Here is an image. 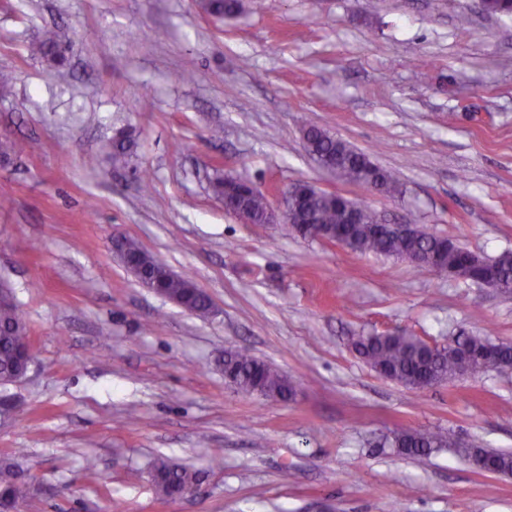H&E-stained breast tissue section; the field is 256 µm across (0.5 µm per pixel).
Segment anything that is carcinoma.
<instances>
[{
	"label": "carcinoma",
	"mask_w": 512,
	"mask_h": 512,
	"mask_svg": "<svg viewBox=\"0 0 512 512\" xmlns=\"http://www.w3.org/2000/svg\"><path fill=\"white\" fill-rule=\"evenodd\" d=\"M484 12L491 15L512 16V0H482ZM201 9L217 20L231 18L244 9L243 0H200ZM68 45L62 44L58 35L48 31L33 45V54L48 63V75L59 71L67 62ZM122 138L112 142L110 162L123 166L133 152L135 140L128 127L118 129ZM305 146L309 153L318 156L329 167L336 169L338 178L348 184L360 183L371 177L379 180L382 189L396 192L400 187L399 174L371 163H364L366 154L342 139L310 126L306 128ZM247 211L253 223H262L266 199L259 194L245 198ZM349 199L331 196L325 192H311L305 199L292 198L289 206L295 223L291 232L303 239H318V233L344 226V213ZM375 212L367 211L361 223L349 226V247L360 254H374L404 259L425 253H439L448 269L463 271L464 279L491 282L501 288L512 289V254L505 253L494 259H486L470 266L471 252L455 240L417 229L411 236H403L388 227L377 228ZM119 249L126 265L136 272L143 284L152 283L162 273L159 263L137 241L125 238ZM160 288L164 295L176 298L183 307L206 318L213 312L210 298L196 284L184 277H163ZM490 340L483 336L462 335L457 346L444 347L431 354L425 350L424 341L406 334L389 336L367 334L353 342L355 352L380 376L410 388H421V383L439 381L465 373L478 376L490 370L512 368V344L502 345L491 358L465 359L461 349L474 352L485 349ZM33 344L28 336L27 325L17 305L7 297H0V390L13 384V379L27 360H34ZM224 373L240 391L250 394L259 391L265 395L288 398L295 386L287 375L271 365L253 357L247 351H234L224 358ZM390 447L410 456L428 455L434 449L448 446L455 448L458 442L440 432L431 430H402L394 434ZM485 453L496 470L512 473V454L476 449ZM153 483L157 494L171 497L178 489L191 485L196 472L186 466L166 459L155 461L152 466ZM20 501L29 503L31 512H38L29 483L21 480L11 456H0V512H10Z\"/></svg>",
	"instance_id": "1"
}]
</instances>
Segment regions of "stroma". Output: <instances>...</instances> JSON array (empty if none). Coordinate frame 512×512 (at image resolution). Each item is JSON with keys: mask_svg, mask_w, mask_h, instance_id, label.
<instances>
[{"mask_svg": "<svg viewBox=\"0 0 512 512\" xmlns=\"http://www.w3.org/2000/svg\"><path fill=\"white\" fill-rule=\"evenodd\" d=\"M47 28L71 46L55 78L30 53ZM0 70V139L18 148L0 162V279L35 351L0 455L19 449L42 512H512V476L388 444L430 428L512 452V370L415 389L352 349L374 333L512 342V294L246 223L210 184L249 180L278 207L305 180L512 253V18L481 0H263L221 23L198 0H0ZM310 125L398 171L400 193L319 167ZM122 126L136 149L115 169ZM116 234L215 316L143 287ZM237 349L291 377L294 400L225 381ZM159 457L198 472L191 494L156 495ZM160 288H162V292L165 296L178 299L186 310L200 317H209L213 312L212 303L208 295L198 289L196 284L187 278L181 276L176 278L164 276L161 280ZM155 294L180 306L177 301L173 299H169L158 293Z\"/></svg>", "mask_w": 512, "mask_h": 512, "instance_id": "stroma-1", "label": "stroma"}]
</instances>
